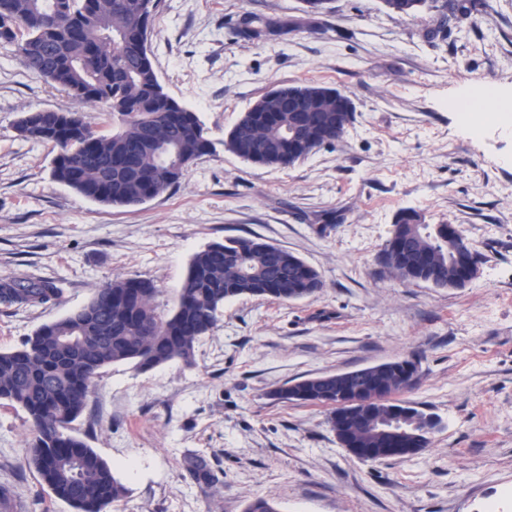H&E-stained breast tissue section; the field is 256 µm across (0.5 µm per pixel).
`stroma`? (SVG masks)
I'll return each mask as SVG.
<instances>
[{
    "label": "stroma",
    "instance_id": "35a3bbf8",
    "mask_svg": "<svg viewBox=\"0 0 512 512\" xmlns=\"http://www.w3.org/2000/svg\"><path fill=\"white\" fill-rule=\"evenodd\" d=\"M302 0H161L152 63L170 96L197 112L212 143L179 188L135 207L84 199L51 177L50 145L21 139L26 112H71L65 91L0 48V280L67 278L60 302L0 307V351L84 305L105 282L139 276L173 303L192 255L258 236L323 277L315 295L225 304L195 348L148 371L103 369L74 428L127 494L109 512H512V128L470 134L449 103L486 87L512 96V0L429 37L435 12L390 13L382 0H332L315 33L234 38L238 14H302ZM316 83L352 100L332 145L287 168L242 161L224 136L275 85ZM455 224L477 253L462 288L403 282L380 254L399 210ZM419 363L405 400L441 419L428 448L361 461L338 443L324 405L281 402L290 381ZM32 426L0 403V512H73L26 465ZM204 456L218 481L188 475Z\"/></svg>",
    "mask_w": 512,
    "mask_h": 512
}]
</instances>
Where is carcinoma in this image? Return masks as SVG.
<instances>
[{
	"mask_svg": "<svg viewBox=\"0 0 512 512\" xmlns=\"http://www.w3.org/2000/svg\"><path fill=\"white\" fill-rule=\"evenodd\" d=\"M306 22L272 20L243 14L233 34L243 40L285 39L314 28L315 17L331 11V0H303ZM400 16L415 18L435 10L437 32L448 15L469 18L473 0H383ZM159 0H0V15L18 22L15 33L0 32V44L12 48L23 66L66 91L79 108H95L112 120V129L84 122V133L61 138L67 112H42V129L16 123L19 136L48 142L57 149L52 179L85 199L134 207L178 188L188 166L211 151L196 113L170 96L151 62L152 22ZM351 99L318 84L278 86L241 113L224 138V150L264 167L294 165L334 143L354 118ZM464 234L448 242L444 224H424L414 210L396 213L382 259L393 277L438 288H462L454 250ZM324 288L321 274L301 258L259 237H228L196 252L173 307L158 302L160 290L139 277L108 282L80 309L38 327L22 347L0 352V401L20 406L33 437L27 465L57 499L74 512H107L125 497V486L72 424L86 410L104 368L132 363L148 370L179 359L193 363L198 341L216 325L224 304L243 296L281 301L309 297ZM64 278L16 277L0 281V305L33 307L62 300ZM389 361L302 379L294 386L309 392L298 399L288 386L271 396L281 402L336 401L344 386L370 397L383 389L396 394L403 384ZM399 409L409 432L404 457L428 447L440 419L405 401H378L368 408L336 407L328 417L340 444L351 448H389L387 422ZM191 478L217 483L210 464L198 455L186 458Z\"/></svg>",
	"mask_w": 512,
	"mask_h": 512,
	"instance_id": "1",
	"label": "carcinoma"
}]
</instances>
